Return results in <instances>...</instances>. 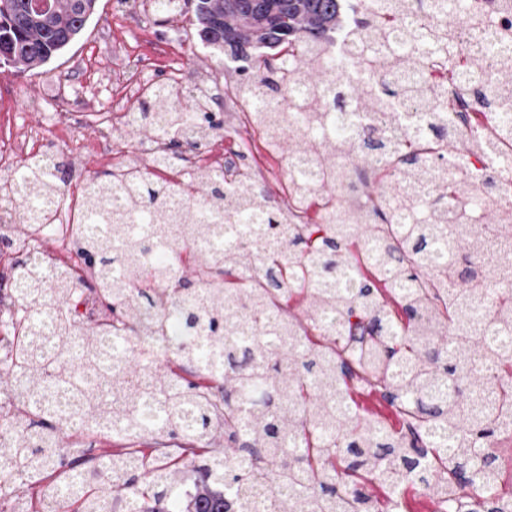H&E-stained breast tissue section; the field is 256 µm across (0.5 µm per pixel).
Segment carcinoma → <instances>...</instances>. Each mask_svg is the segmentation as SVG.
Masks as SVG:
<instances>
[{"mask_svg":"<svg viewBox=\"0 0 512 512\" xmlns=\"http://www.w3.org/2000/svg\"><path fill=\"white\" fill-rule=\"evenodd\" d=\"M96 2L0 0V69L51 61L81 35ZM341 9L342 0H197L192 21L203 46L240 50L239 91L270 144L288 140L311 157L313 169L296 172L289 191L296 203L320 197L325 223H286L262 185L223 171L171 182L130 163L86 181L76 228L89 269L81 282L118 321L86 336L58 305L49 310L54 343L35 347L33 333L22 331L6 369L24 377L27 394L23 416L5 429L0 471L17 468L33 482L73 478L56 500L59 512H107L119 493L128 512H252L257 489L265 512H381L409 486L442 494L456 483L493 503L491 445L512 427V383L499 375L512 366V260L473 266L466 258L488 249L512 209L448 153L457 138L446 86L431 76L435 61L451 72L464 55L454 25L477 31L482 15L473 0H363V52L348 57L327 46ZM417 99L433 113L427 133L414 130L409 114L392 122L401 135L390 142L383 135L364 144L355 133L351 113L386 115ZM470 99L512 112V58L482 75ZM139 113V126L173 155L186 124L214 127L212 102L185 100L175 82L162 100L148 92ZM491 135L475 134L466 153L512 145V126ZM60 172L35 156L16 168L24 217L48 222L44 203L60 193ZM383 174L390 192L362 208L356 185ZM203 184L205 205L175 223L173 206L196 200L193 188ZM441 187L457 197L453 224ZM187 257L192 282L178 276ZM18 265L34 297L68 295L67 281L47 278L29 257ZM284 294L312 301L307 326L321 340L301 334L302 323L277 304ZM482 305L483 324L474 319ZM143 309L154 313L148 334L135 328ZM107 349L124 361L141 358L140 372L107 365ZM354 366L417 421L420 438L361 411L346 383ZM207 380L219 382L224 443L235 453L183 497L169 493L175 471L166 461L118 454L89 484L59 445L66 429L111 427L137 438L183 437L200 450L216 430ZM49 381L75 400H38ZM455 385L490 399L481 407L450 399Z\"/></svg>","mask_w":512,"mask_h":512,"instance_id":"carcinoma-1","label":"carcinoma"}]
</instances>
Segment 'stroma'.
I'll return each mask as SVG.
<instances>
[{
    "label": "stroma",
    "mask_w": 512,
    "mask_h": 512,
    "mask_svg": "<svg viewBox=\"0 0 512 512\" xmlns=\"http://www.w3.org/2000/svg\"><path fill=\"white\" fill-rule=\"evenodd\" d=\"M193 16L189 7L173 18L148 9L146 0H97L94 16L62 56L22 74H0V136L37 126L42 148L62 154L86 176L111 171L112 151L100 129L112 119V100L120 92L113 72L123 73L138 89L125 102L130 111L138 109L149 85L171 78L188 94L204 81L238 83L237 62L192 36ZM210 448L179 467L176 493L192 490L203 467L232 453L218 435Z\"/></svg>",
    "instance_id": "stroma-1"
}]
</instances>
